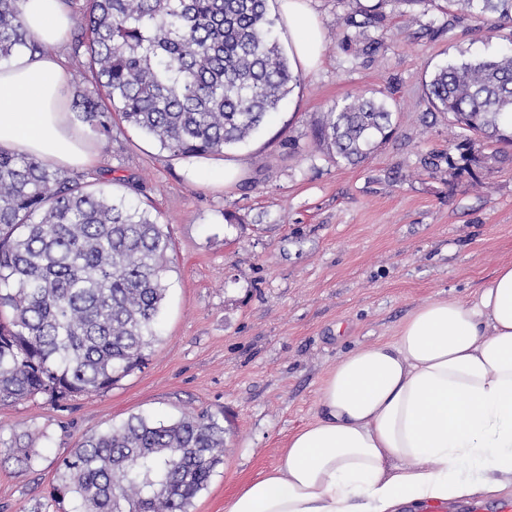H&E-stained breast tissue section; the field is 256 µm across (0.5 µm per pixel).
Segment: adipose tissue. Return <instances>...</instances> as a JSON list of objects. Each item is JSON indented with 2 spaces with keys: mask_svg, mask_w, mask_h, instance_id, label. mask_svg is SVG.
I'll use <instances>...</instances> for the list:
<instances>
[{
  "mask_svg": "<svg viewBox=\"0 0 512 512\" xmlns=\"http://www.w3.org/2000/svg\"><path fill=\"white\" fill-rule=\"evenodd\" d=\"M40 51L0 66V151L60 170L96 153L66 106L71 70L59 48L73 24L66 0H20ZM304 68L323 31L307 0H280ZM512 486V263L468 301L435 297L393 341L341 357L318 417L292 433L280 466L225 498L224 512H416Z\"/></svg>",
  "mask_w": 512,
  "mask_h": 512,
  "instance_id": "adipose-tissue-1",
  "label": "adipose tissue"
}]
</instances>
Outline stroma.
Returning a JSON list of instances; mask_svg holds the SVG:
<instances>
[{"label":"stroma","instance_id":"stroma-1","mask_svg":"<svg viewBox=\"0 0 512 512\" xmlns=\"http://www.w3.org/2000/svg\"><path fill=\"white\" fill-rule=\"evenodd\" d=\"M321 23L319 65L246 145L198 161L171 156L122 123L90 131L88 182L144 186L175 252L160 325L145 367L111 389L53 406L0 404V512H72L49 497L58 462L85 435L133 415L159 420L207 409L224 417V462L190 512H224V499L278 466L289 435L313 421L322 381L348 351L394 340L401 322L436 296L471 299L512 262V147L490 168H460L447 114L427 85L451 60L496 48L488 18L386 0L379 27L351 26L367 0H307ZM377 55L357 54L361 35ZM349 37L350 46L340 45ZM383 92L395 132L366 161L336 160L310 138L322 112ZM233 161L224 186L191 165ZM237 216V223L224 219ZM33 433L31 469L6 460Z\"/></svg>","mask_w":512,"mask_h":512}]
</instances>
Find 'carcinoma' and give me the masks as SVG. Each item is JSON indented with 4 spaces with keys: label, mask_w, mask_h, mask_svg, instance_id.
Returning <instances> with one entry per match:
<instances>
[{
    "label": "carcinoma",
    "mask_w": 512,
    "mask_h": 512,
    "mask_svg": "<svg viewBox=\"0 0 512 512\" xmlns=\"http://www.w3.org/2000/svg\"><path fill=\"white\" fill-rule=\"evenodd\" d=\"M512 22V0H445ZM73 54L93 91L73 99L83 123L121 122L174 157L219 154L256 133L300 81L283 52L268 0H87ZM489 57L450 61L428 84L438 112L471 137L462 169L498 161L475 146L512 143V34ZM38 50L19 0H0V62ZM394 132L386 97L357 94L324 112L314 143L349 164ZM120 196L81 175L0 152V403L42 398L59 406L106 390L141 369L158 340L173 240L135 206L141 183ZM34 468L39 452L15 448ZM224 462V416L202 410L168 422L141 415L77 444L56 470L51 500L76 512H189Z\"/></svg>",
    "instance_id": "1"
}]
</instances>
